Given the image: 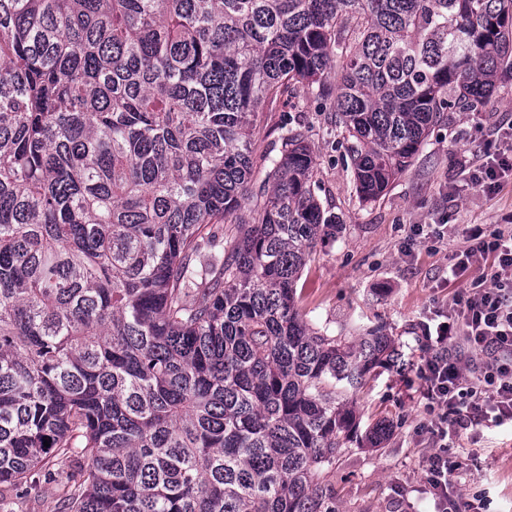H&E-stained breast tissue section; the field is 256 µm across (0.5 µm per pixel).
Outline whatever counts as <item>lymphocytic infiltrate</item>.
<instances>
[{"label": "lymphocytic infiltrate", "instance_id": "obj_1", "mask_svg": "<svg viewBox=\"0 0 512 512\" xmlns=\"http://www.w3.org/2000/svg\"><path fill=\"white\" fill-rule=\"evenodd\" d=\"M452 277L474 262L489 263L490 275L454 294L425 327L431 355L417 374L430 415L424 425L434 448L427 484L436 512H483L478 499H461L448 469V438L482 422L512 420V225L484 235L472 229L455 253Z\"/></svg>", "mask_w": 512, "mask_h": 512}]
</instances>
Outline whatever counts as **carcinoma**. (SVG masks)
I'll list each match as a JSON object with an SVG mask.
<instances>
[{
    "label": "carcinoma",
    "instance_id": "obj_1",
    "mask_svg": "<svg viewBox=\"0 0 512 512\" xmlns=\"http://www.w3.org/2000/svg\"><path fill=\"white\" fill-rule=\"evenodd\" d=\"M506 77L512 0H0V512H336L402 358L302 313L336 224L301 133L257 181L259 118L328 102L373 201Z\"/></svg>",
    "mask_w": 512,
    "mask_h": 512
}]
</instances>
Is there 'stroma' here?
<instances>
[{"mask_svg":"<svg viewBox=\"0 0 512 512\" xmlns=\"http://www.w3.org/2000/svg\"><path fill=\"white\" fill-rule=\"evenodd\" d=\"M512 125V79L479 115L443 113L409 168L371 202L355 189L351 161L336 115L303 91L285 94L263 113L256 129L259 152L278 154L282 129L301 132L316 156L315 194L338 228L319 242L298 289L307 319L339 336L383 326L411 362L404 371H379L357 391L360 429L379 419L392 426L378 447L350 443L336 456L331 483L336 512H434L424 475L427 433L423 385L415 365L428 352L421 322L434 301H451L460 283L448 267L462 234L478 226L493 232L512 225V180L494 194L472 184L469 171L486 152L504 146ZM418 224H452L446 241L417 236ZM457 491L480 497L486 512H512V426L464 431L448 452Z\"/></svg>","mask_w":512,"mask_h":512,"instance_id":"35a3bbf8","label":"stroma"}]
</instances>
